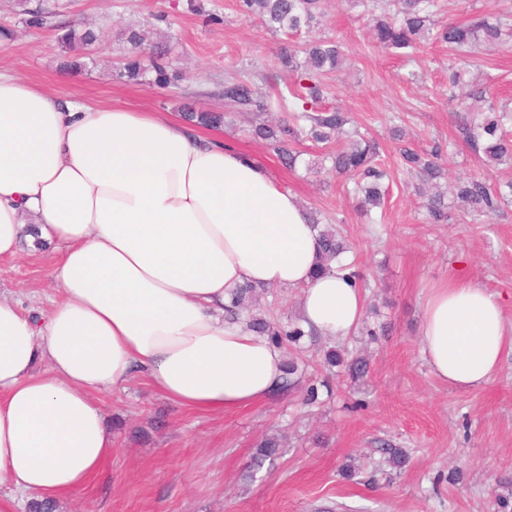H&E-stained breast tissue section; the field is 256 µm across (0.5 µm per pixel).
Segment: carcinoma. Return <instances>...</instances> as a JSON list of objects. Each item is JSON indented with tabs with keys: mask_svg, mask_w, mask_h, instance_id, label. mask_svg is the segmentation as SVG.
<instances>
[{
	"mask_svg": "<svg viewBox=\"0 0 512 512\" xmlns=\"http://www.w3.org/2000/svg\"><path fill=\"white\" fill-rule=\"evenodd\" d=\"M369 2L371 17L370 34L374 45L385 52L391 50L413 51L424 41L445 43L456 52L457 64L448 79V104L465 112L464 130L472 145L485 156V165L495 167L512 160V136L504 130L505 121L512 120V109L494 104L484 111L472 112L468 100L484 98L487 88L471 89L461 81V70L472 63L473 52L478 45L495 47L501 44L503 27L512 30V15L508 22L490 23L479 18L468 24L454 22L439 23L434 19L435 0H359ZM238 12L246 18H259L275 31L288 35H300L317 24L320 12L319 0H236ZM15 13L28 29L48 27L55 12L37 6L31 7V0H14ZM98 39L90 28L69 27L58 38L61 48L66 50H87ZM125 40L131 49L123 58L119 76L130 78L154 73V82L162 87L177 85L183 73L174 70L172 64L164 62L165 50L161 44H146L140 32L129 29ZM305 54L304 71L297 75V81L271 100L258 84L235 78L224 81V111L188 112L186 116L206 127H221L233 123V114L252 113V135L266 142L279 155L288 168L295 167L298 153L291 150L288 142L303 137L317 142H326L332 136L343 135L347 143L336 150L333 164L336 172L355 178V191L362 194L363 206H378L381 188L390 179V173L377 162V155L371 142L353 129L349 117L339 108H322L320 84L322 79L339 69L345 57L343 46L333 40L307 41L301 45ZM292 108L289 120L271 123L266 118L273 108ZM401 166L416 174L422 181H431L442 175L438 163L439 151L430 153L404 147L400 150ZM456 197L469 206L475 214L496 211L504 194L501 189H492L483 175L473 176L455 187ZM429 217L436 224L451 219L445 195L437 192L425 200ZM321 255L316 271L324 273L332 269L331 263L340 260L345 245L340 235L329 224L320 231ZM257 294V288L245 284L239 288L231 302L224 306V319L243 320L254 332L268 337L278 347L285 343L296 344L305 331L296 323H273L265 318L249 314L248 302ZM280 448L275 438H267L257 448L254 460L273 459Z\"/></svg>",
	"mask_w": 512,
	"mask_h": 512,
	"instance_id": "carcinoma-1",
	"label": "carcinoma"
}]
</instances>
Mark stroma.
<instances>
[{"label":"stroma","instance_id":"obj_1","mask_svg":"<svg viewBox=\"0 0 512 512\" xmlns=\"http://www.w3.org/2000/svg\"><path fill=\"white\" fill-rule=\"evenodd\" d=\"M60 4L56 21L93 27L99 40L85 65L70 56L52 28L28 30L13 0H0V25L15 36L0 48V72L46 91L90 104L124 103L182 117L224 105V81L258 83L270 94L296 79L282 59L288 38L259 19L239 15L233 0H44ZM512 0H437L436 17L459 23L495 18ZM324 21L314 35L343 42L347 58L325 78L323 102L341 108L372 138L391 173L381 207L363 213L353 179L338 174L331 156L339 141L301 139L295 170L249 132L248 115L220 127L226 143L251 153L322 223L335 225L349 244L344 255L361 286L360 328L344 339L306 338L307 355L333 347L346 360L365 359L363 378L344 369L300 365L295 386L224 415L178 407L133 378L121 389L95 393L112 428V453L55 512H512V353L487 386L460 391L437 379L422 353L419 328L430 289L451 276L494 295L512 324V203L477 216L449 190L486 174L490 184L512 179V162L489 169L466 142L461 114L448 104L447 46L427 42L412 54L377 51L368 20L351 0H321ZM221 23L209 22V14ZM162 42L186 77L162 89L153 75L129 80L117 70L130 46L128 28ZM470 81L491 87L492 103L512 106V44L478 50ZM440 146L449 224H431L417 194L418 178L398 165L400 146ZM0 295L40 313L61 298L51 260L23 247L0 262ZM300 289L268 288L251 311L273 319L301 316ZM327 383L329 393L306 406L303 391ZM277 437L275 460L254 466L265 438ZM406 451L393 467L384 448ZM353 462L352 481L339 468Z\"/></svg>","mask_w":512,"mask_h":512}]
</instances>
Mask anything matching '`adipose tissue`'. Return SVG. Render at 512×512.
Masks as SVG:
<instances>
[{"label": "adipose tissue", "instance_id": "obj_1", "mask_svg": "<svg viewBox=\"0 0 512 512\" xmlns=\"http://www.w3.org/2000/svg\"><path fill=\"white\" fill-rule=\"evenodd\" d=\"M59 251L63 298L40 318L0 297V512L18 494L80 489L112 452L94 392L142 373L172 403L235 412L283 385V353L224 318L251 283L302 291L316 335L364 313L344 272L317 273L318 235L251 154L157 112L91 105L0 73V258ZM432 373L483 388L512 352L500 302L477 283L431 288L419 328Z\"/></svg>", "mask_w": 512, "mask_h": 512}]
</instances>
